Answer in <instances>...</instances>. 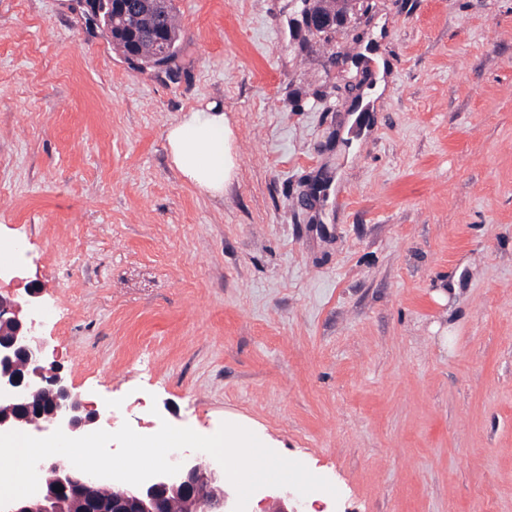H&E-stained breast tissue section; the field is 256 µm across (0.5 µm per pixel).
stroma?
<instances>
[{
    "mask_svg": "<svg viewBox=\"0 0 512 512\" xmlns=\"http://www.w3.org/2000/svg\"><path fill=\"white\" fill-rule=\"evenodd\" d=\"M174 0L132 70L81 0H0V243L113 429L254 432L318 512H512V0ZM383 61L373 96L370 65ZM219 100L224 195L166 127ZM24 245L21 241H14L6 246L0 245V272L11 274L19 269Z\"/></svg>",
    "mask_w": 512,
    "mask_h": 512,
    "instance_id": "stroma-1",
    "label": "stroma"
}]
</instances>
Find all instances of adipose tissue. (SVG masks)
Here are the masks:
<instances>
[{
  "label": "adipose tissue",
  "mask_w": 512,
  "mask_h": 512,
  "mask_svg": "<svg viewBox=\"0 0 512 512\" xmlns=\"http://www.w3.org/2000/svg\"><path fill=\"white\" fill-rule=\"evenodd\" d=\"M165 139L170 160L187 183L201 193L223 195L232 163L221 102L200 101L167 127Z\"/></svg>",
  "instance_id": "ef3b65f1"
}]
</instances>
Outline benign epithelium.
I'll use <instances>...</instances> for the list:
<instances>
[{"instance_id": "benign-epithelium-1", "label": "benign epithelium", "mask_w": 512, "mask_h": 512, "mask_svg": "<svg viewBox=\"0 0 512 512\" xmlns=\"http://www.w3.org/2000/svg\"><path fill=\"white\" fill-rule=\"evenodd\" d=\"M342 22L341 17L312 13L302 20L313 30ZM41 296L38 285L27 288L20 301L0 296V433L23 429L40 434L60 428L70 437H80L100 415L69 385L62 368L47 361L36 322L21 315L24 309L42 306ZM171 460L182 463L178 474L155 476L107 500L99 495L104 479L51 456L39 468L53 474V482L32 497L9 504L5 512H167L173 498L183 512H234L218 466L204 464L195 451L175 453Z\"/></svg>"}]
</instances>
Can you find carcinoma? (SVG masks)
<instances>
[{
  "label": "carcinoma",
  "instance_id": "obj_1",
  "mask_svg": "<svg viewBox=\"0 0 512 512\" xmlns=\"http://www.w3.org/2000/svg\"><path fill=\"white\" fill-rule=\"evenodd\" d=\"M84 12L89 24L103 28L112 44L118 47L130 67L136 71L159 69L167 66L156 58L159 34H164L172 47L169 60H174L178 49V22L173 10V0L146 4L143 17L113 15V22L106 23L104 0H86Z\"/></svg>",
  "mask_w": 512,
  "mask_h": 512
}]
</instances>
